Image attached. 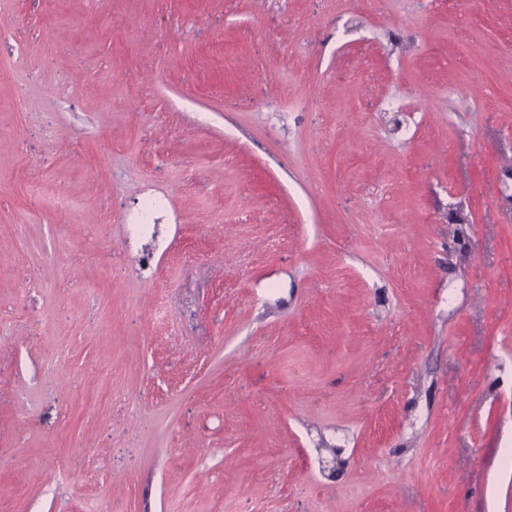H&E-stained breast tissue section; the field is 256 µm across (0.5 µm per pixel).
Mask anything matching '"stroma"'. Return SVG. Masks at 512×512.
Masks as SVG:
<instances>
[{
  "instance_id": "stroma-1",
  "label": "stroma",
  "mask_w": 512,
  "mask_h": 512,
  "mask_svg": "<svg viewBox=\"0 0 512 512\" xmlns=\"http://www.w3.org/2000/svg\"><path fill=\"white\" fill-rule=\"evenodd\" d=\"M0 512H512V0H0Z\"/></svg>"
}]
</instances>
